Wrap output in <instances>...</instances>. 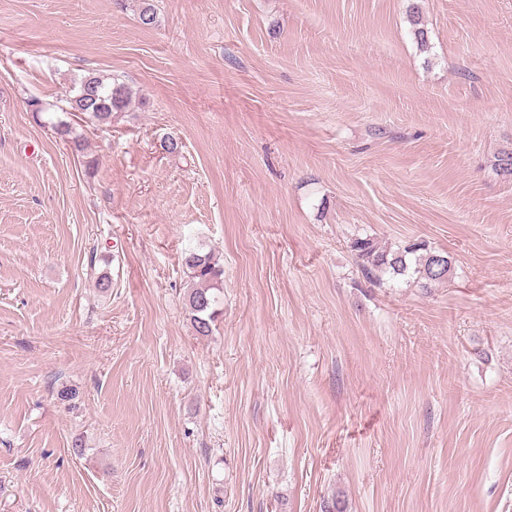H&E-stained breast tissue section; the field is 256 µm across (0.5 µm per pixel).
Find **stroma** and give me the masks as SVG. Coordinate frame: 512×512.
Here are the masks:
<instances>
[{
	"mask_svg": "<svg viewBox=\"0 0 512 512\" xmlns=\"http://www.w3.org/2000/svg\"><path fill=\"white\" fill-rule=\"evenodd\" d=\"M153 2L0 0V512H512V0ZM109 81H108V80ZM87 83L96 98L92 101L80 103L76 98L83 94ZM70 95V94H69ZM131 102V92L124 82L118 79L103 78L88 74L79 81L75 94L66 97L67 108L63 112H80L84 115V122L102 125H111L112 118L117 112H123ZM104 110L105 112H96ZM354 251L364 276L370 281L378 280L380 274L389 273L392 277L416 275V279L424 281L422 287L427 288L433 283L448 279L438 270V257H444L451 271V264L443 252L429 248L425 243H413L403 249L387 252L371 239H356ZM413 256L414 261H412ZM182 261L189 280L187 303L192 328L197 336H211L219 314L216 292L221 293L224 270L211 252L189 250Z\"/></svg>",
	"mask_w": 512,
	"mask_h": 512,
	"instance_id": "obj_1",
	"label": "stroma"
}]
</instances>
